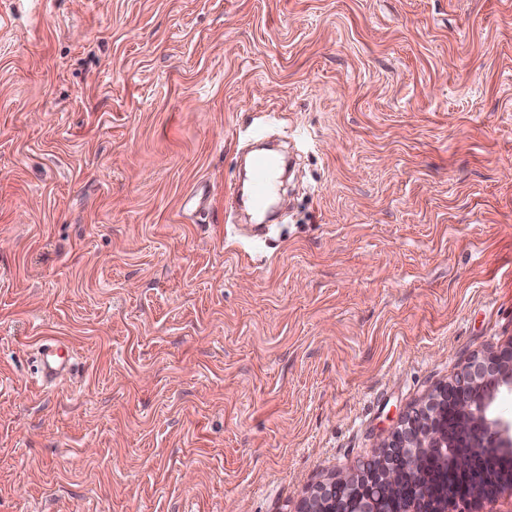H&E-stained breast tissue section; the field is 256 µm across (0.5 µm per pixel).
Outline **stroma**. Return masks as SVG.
Listing matches in <instances>:
<instances>
[{
  "instance_id": "obj_1",
  "label": "stroma",
  "mask_w": 512,
  "mask_h": 512,
  "mask_svg": "<svg viewBox=\"0 0 512 512\" xmlns=\"http://www.w3.org/2000/svg\"><path fill=\"white\" fill-rule=\"evenodd\" d=\"M511 342L512 0H0V512H300ZM275 161L268 155H256L252 159L250 191L255 202H263L271 193ZM74 358L69 347L56 341L42 344L38 350L37 374L45 383H52L64 375Z\"/></svg>"
}]
</instances>
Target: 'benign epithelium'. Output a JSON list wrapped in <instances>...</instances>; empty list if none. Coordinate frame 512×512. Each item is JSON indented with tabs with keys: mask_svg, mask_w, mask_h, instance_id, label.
Returning a JSON list of instances; mask_svg holds the SVG:
<instances>
[{
	"mask_svg": "<svg viewBox=\"0 0 512 512\" xmlns=\"http://www.w3.org/2000/svg\"><path fill=\"white\" fill-rule=\"evenodd\" d=\"M504 392L512 393V344L473 356L405 415L377 454L363 459L355 472L319 484L302 512H389V489L406 479L415 494L400 512H477L480 500L512 494V481H486L478 494L452 490L436 501L421 462L424 451L442 454L457 472L472 474L478 456H512V419L495 411Z\"/></svg>",
	"mask_w": 512,
	"mask_h": 512,
	"instance_id": "obj_1",
	"label": "benign epithelium"
}]
</instances>
